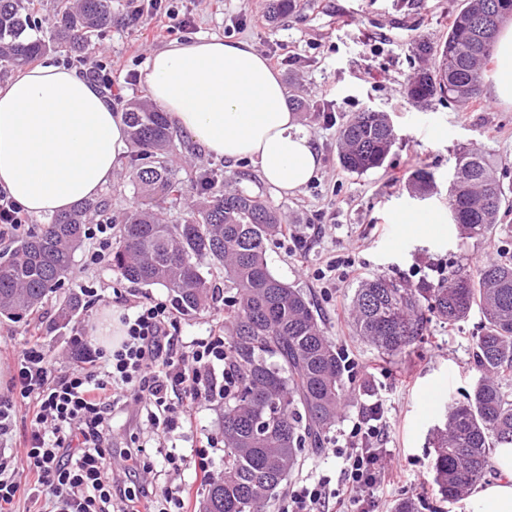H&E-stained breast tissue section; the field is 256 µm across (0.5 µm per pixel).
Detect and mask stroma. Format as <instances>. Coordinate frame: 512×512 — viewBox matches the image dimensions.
I'll return each instance as SVG.
<instances>
[{"label":"stroma","instance_id":"stroma-1","mask_svg":"<svg viewBox=\"0 0 512 512\" xmlns=\"http://www.w3.org/2000/svg\"><path fill=\"white\" fill-rule=\"evenodd\" d=\"M266 3L179 0L180 16L191 18L193 28L177 27L161 34L150 19L130 23L127 0H113L116 21L97 41L123 72L135 74L151 52L170 41L203 36L246 40L258 52L274 50L287 58L279 72L289 94L311 105L299 118L317 146V175L299 192L281 196L248 161L235 163L207 154L181 132L173 144L174 163L187 180L181 204L190 206L198 197L191 175L215 170L234 178L237 187L261 195L285 222L322 225L309 252L296 253L288 239L279 236L269 241L266 260L275 277L305 294L327 335L358 363L344 377L349 399L337 427L351 428L370 404L377 400L383 404L382 445L391 450L397 472L377 496L376 512H394L403 499L413 500L418 512H472L471 501L451 503L440 498L433 483V434L444 422L446 406L465 401L478 378L470 338L481 329V312L472 310L467 320L453 327L431 320L427 336L413 353L387 357L353 335L348 306L367 278L383 276L415 287L416 271L432 263L442 262L452 271L512 254V212L482 240L460 238L447 220L448 186L460 150L488 152L496 161L497 178L512 186V107L487 94L475 105L436 102L418 107L402 94L408 76L424 65L415 54L416 44L442 41L462 0H298L292 16L254 26L253 17L265 14ZM367 110L387 113L397 140L382 168L352 175L339 163L338 132L349 116ZM418 166L434 177L430 195L423 198L409 188L410 175ZM410 210L429 211L438 221L424 226L393 223L394 215ZM97 248L96 241H83L70 274L44 302L41 322L29 315L0 318V354L11 353L35 331L52 364L59 369L68 366L75 357L74 330L54 331L50 325L65 294L83 285L95 288L100 296L76 316L91 327L108 309L118 307L119 296L169 299L162 286L126 281L111 260L88 265L87 254ZM330 256L351 259L353 265L337 278L328 299L304 269ZM374 366L379 374L369 375ZM425 386L444 390L442 407L431 414L422 403Z\"/></svg>","mask_w":512,"mask_h":512}]
</instances>
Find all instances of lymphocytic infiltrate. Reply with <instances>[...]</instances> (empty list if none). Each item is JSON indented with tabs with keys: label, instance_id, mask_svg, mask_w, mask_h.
Segmentation results:
<instances>
[{
	"label": "lymphocytic infiltrate",
	"instance_id": "1",
	"mask_svg": "<svg viewBox=\"0 0 512 512\" xmlns=\"http://www.w3.org/2000/svg\"><path fill=\"white\" fill-rule=\"evenodd\" d=\"M121 322L123 339L110 349L85 345L86 329L77 327L80 351L60 372L39 341L15 350L10 392L0 395V437L10 433L21 408L30 429L24 454L0 448V512H11L25 484L37 512H183L179 487L156 485L158 464L182 463L194 477L211 479L219 449L214 437L187 455L168 448L158 463L147 460L145 444H138L125 453L123 477L112 476L108 437L129 405L145 412L153 436L166 437L192 429L199 403H222L236 383L223 335L188 342L175 336L174 304L128 301ZM381 419L371 410L344 442L329 441L326 454L341 461L338 480L305 479L285 491L279 512H349L373 500L393 475L371 446L382 436Z\"/></svg>",
	"mask_w": 512,
	"mask_h": 512
}]
</instances>
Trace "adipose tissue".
Masks as SVG:
<instances>
[{
  "mask_svg": "<svg viewBox=\"0 0 512 512\" xmlns=\"http://www.w3.org/2000/svg\"><path fill=\"white\" fill-rule=\"evenodd\" d=\"M488 92L512 104V24L493 51ZM142 82L150 99L210 155L246 160L277 194L311 181L319 158L288 92L251 43L219 37L154 51ZM123 113L97 85L51 62L0 84V188L35 217L96 197L127 152ZM496 476L473 494L475 512H512V446L492 452Z\"/></svg>",
  "mask_w": 512,
  "mask_h": 512,
  "instance_id": "1",
  "label": "adipose tissue"
}]
</instances>
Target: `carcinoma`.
<instances>
[{
    "label": "carcinoma",
    "instance_id": "cac0c4a2",
    "mask_svg": "<svg viewBox=\"0 0 512 512\" xmlns=\"http://www.w3.org/2000/svg\"><path fill=\"white\" fill-rule=\"evenodd\" d=\"M42 26V0H0V72L57 52L77 53L112 25V0H51ZM464 0L437 43H417L432 59L403 86L413 104L466 105L479 100L500 28L512 19V0ZM296 0H269L270 19L289 16ZM124 118L138 154L131 184L141 202L123 213L112 265L129 282L167 288L186 313L224 301L225 350L237 372L224 396V471L210 481L199 512H262L295 470L304 449L323 447L346 402L344 365L315 310L297 288L268 268L266 247L282 218L261 196L222 181L204 180L201 200L166 223L159 211L177 202L184 181L168 161L175 131L166 113L142 102ZM396 142L387 113L354 114L340 130L339 161L352 174L382 167ZM425 197L433 177L422 167L411 177ZM54 216L39 231L0 253V317L39 311L57 291L83 243L84 225L112 219V192ZM448 211L463 239L483 238L512 211V198L480 149L459 152L448 188ZM224 274V289L213 285ZM226 296H220V293ZM73 291L59 307L64 325L81 308ZM484 324L472 339L479 376L463 403L448 407L434 439V484L445 501L461 502L492 471V449L512 445V257L459 268L426 288H402L377 276L351 299L352 330L379 353H408L428 330L429 316L455 326L473 309Z\"/></svg>",
    "mask_w": 512,
    "mask_h": 512
}]
</instances>
